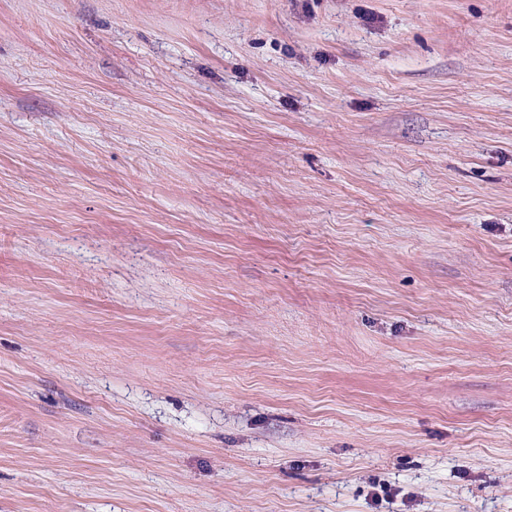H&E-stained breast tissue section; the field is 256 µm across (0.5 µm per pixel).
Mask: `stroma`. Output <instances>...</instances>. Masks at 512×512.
Segmentation results:
<instances>
[{
    "label": "stroma",
    "mask_w": 512,
    "mask_h": 512,
    "mask_svg": "<svg viewBox=\"0 0 512 512\" xmlns=\"http://www.w3.org/2000/svg\"><path fill=\"white\" fill-rule=\"evenodd\" d=\"M0 512H512V0H0Z\"/></svg>",
    "instance_id": "1"
}]
</instances>
